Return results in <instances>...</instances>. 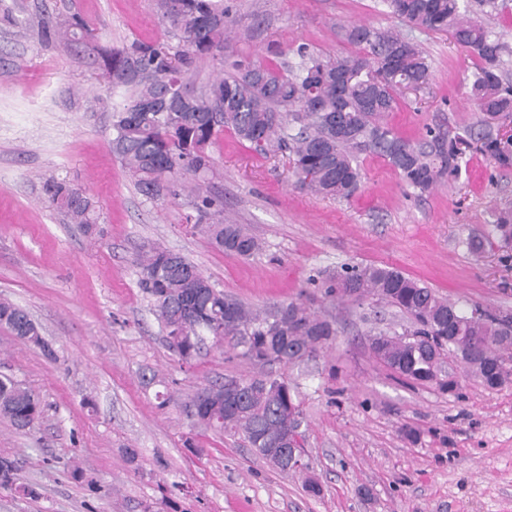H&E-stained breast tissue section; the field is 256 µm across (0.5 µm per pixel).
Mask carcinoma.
<instances>
[{
	"label": "carcinoma",
	"mask_w": 512,
	"mask_h": 512,
	"mask_svg": "<svg viewBox=\"0 0 512 512\" xmlns=\"http://www.w3.org/2000/svg\"><path fill=\"white\" fill-rule=\"evenodd\" d=\"M392 13L426 29L451 34L454 44L478 59L471 84L482 112L480 152L499 165L512 164V139L494 126L512 124V86L500 76L504 43L489 27L465 18L461 0H388ZM167 23L168 39L134 41L118 50H97L102 77L119 96L112 104V150L137 190L149 200L187 191L191 228L205 233L218 250L249 258L263 245L242 225L224 218V209L204 194L201 181L214 174L208 147L228 128L239 141L267 154L283 148L292 154L295 185L314 194L349 199L358 188L359 156L377 155L409 187L431 189L445 172L456 173L466 143L460 134L438 135L416 144L394 132L383 118L398 109L400 93L428 84L429 66L411 41L389 29L355 25L344 39L358 51L323 57L297 49L299 62L285 69L274 62L235 60L229 72L183 98L180 87L193 75L200 58L224 48L230 16L224 0H157ZM39 35L51 41L62 35L72 43H94L93 29L80 15L45 16ZM49 202L72 224L90 229L100 213L85 190L64 180L44 183ZM498 239L512 243V213H503ZM138 281L148 295L167 341L189 364L211 339L238 350V356L261 371L198 390L189 408L197 423L219 433L243 436L255 455L278 469L286 465L270 452L273 445L303 421L296 387L273 371L311 357L334 330L331 324L296 304L254 311L224 294L184 255L153 244L141 256ZM344 296L373 294L407 313L410 336H431L433 343L382 332L372 338L375 358L398 377L455 387L440 377V351L448 345L461 353L490 389L512 380V316L478 307L465 313L433 289L394 267L369 265L345 272L328 285ZM0 326L22 343L54 357L40 327L23 308L0 301ZM480 348L495 362L468 351ZM42 414L38 395L10 378H0V419L30 431ZM17 466L0 457V488L36 496L32 486H16Z\"/></svg>",
	"instance_id": "carcinoma-1"
}]
</instances>
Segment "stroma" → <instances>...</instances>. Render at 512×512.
Instances as JSON below:
<instances>
[{"label":"stroma","mask_w":512,"mask_h":512,"mask_svg":"<svg viewBox=\"0 0 512 512\" xmlns=\"http://www.w3.org/2000/svg\"><path fill=\"white\" fill-rule=\"evenodd\" d=\"M231 36L201 58L196 83L221 60L292 63L299 46L323 56L351 52L341 31L392 28L430 66L429 90L406 94L386 121L416 143L463 132L481 117L471 96L477 64L446 33L409 24L385 0H229ZM509 48L501 66L512 84V8L486 13L465 0ZM0 300L25 308L55 350L45 358L0 327V374L41 395L44 414L28 432L0 421V451L19 461L18 482L39 495L0 489V512H512V382L491 390L447 354L457 387L409 385L376 361L373 333L400 335L412 321L376 296H327L325 278L344 267L386 265L462 309L512 315V258L499 243L469 251L512 212V167L468 155L458 176L420 192L380 157L361 156L359 190L347 200L296 188L285 155H263L224 130L210 151L205 185L224 216L264 244L230 256L185 222L186 196L146 199L113 154L112 92L73 44L45 43L43 15L81 14L95 43L119 49L162 39L155 0H0ZM55 177L80 187L101 220L68 223L46 200ZM157 242L180 252L225 294L253 308L295 303L328 320L334 336L288 366L305 416L304 471L283 472L255 457L242 436L196 423V390L253 365L229 348H204L183 365L138 284L137 262ZM175 392L160 410L142 375ZM137 449L136 462L124 451ZM315 481L319 495L305 488Z\"/></svg>","instance_id":"35a3bbf8"}]
</instances>
